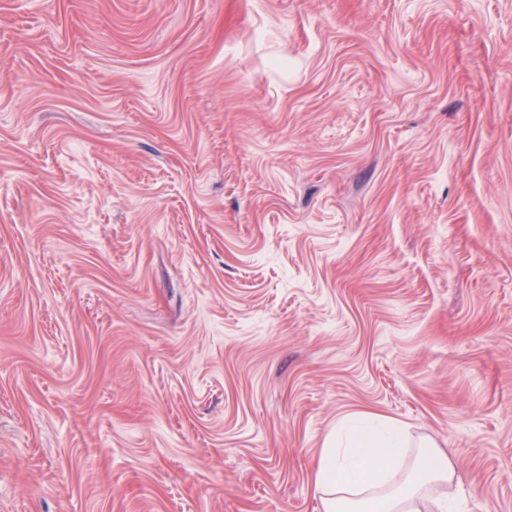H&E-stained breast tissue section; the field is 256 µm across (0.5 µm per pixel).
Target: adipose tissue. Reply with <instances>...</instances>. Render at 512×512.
Instances as JSON below:
<instances>
[{
    "instance_id": "obj_1",
    "label": "adipose tissue",
    "mask_w": 512,
    "mask_h": 512,
    "mask_svg": "<svg viewBox=\"0 0 512 512\" xmlns=\"http://www.w3.org/2000/svg\"><path fill=\"white\" fill-rule=\"evenodd\" d=\"M339 434L342 448L322 449L312 480L323 512H338L341 504L361 503L369 512H442L453 495L456 471L440 450L426 462H409L408 441L394 422L374 426L370 418H344Z\"/></svg>"
}]
</instances>
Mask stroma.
Returning <instances> with one entry per match:
<instances>
[{
	"instance_id": "obj_1",
	"label": "stroma",
	"mask_w": 512,
	"mask_h": 512,
	"mask_svg": "<svg viewBox=\"0 0 512 512\" xmlns=\"http://www.w3.org/2000/svg\"><path fill=\"white\" fill-rule=\"evenodd\" d=\"M353 414L512 512V0H0V512H322Z\"/></svg>"
}]
</instances>
